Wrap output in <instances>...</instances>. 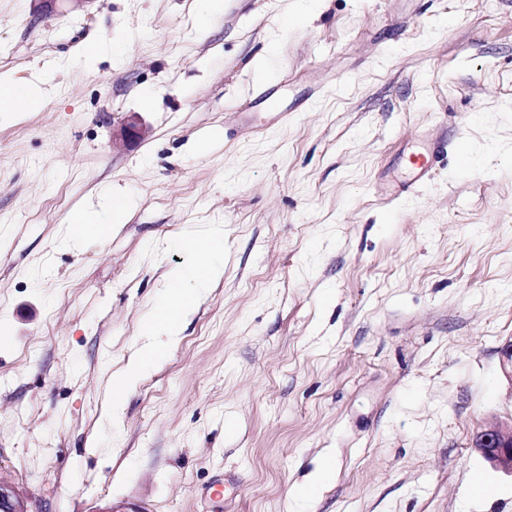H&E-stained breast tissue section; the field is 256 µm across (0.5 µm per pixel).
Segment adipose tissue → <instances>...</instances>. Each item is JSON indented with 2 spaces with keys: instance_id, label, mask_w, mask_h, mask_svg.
I'll list each match as a JSON object with an SVG mask.
<instances>
[{
  "instance_id": "adipose-tissue-1",
  "label": "adipose tissue",
  "mask_w": 512,
  "mask_h": 512,
  "mask_svg": "<svg viewBox=\"0 0 512 512\" xmlns=\"http://www.w3.org/2000/svg\"><path fill=\"white\" fill-rule=\"evenodd\" d=\"M126 212L125 199L117 198L104 217H73L71 244L89 238L108 237L113 225L120 223ZM181 246L192 260L187 265L173 267L166 272V289L144 323L143 334L147 341L112 383L114 408H121L128 389L145 370L156 364L165 346L179 336L185 319L193 311L201 294L224 274V238L221 231L189 233L183 238Z\"/></svg>"
}]
</instances>
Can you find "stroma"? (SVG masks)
Returning <instances> with one entry per match:
<instances>
[{
    "label": "stroma",
    "instance_id": "obj_1",
    "mask_svg": "<svg viewBox=\"0 0 512 512\" xmlns=\"http://www.w3.org/2000/svg\"><path fill=\"white\" fill-rule=\"evenodd\" d=\"M1 72L44 88L0 112V475L37 512H512L474 447L512 419V0H0ZM210 224L223 278L112 411ZM433 154L434 150L430 145H425L417 150L410 168L413 173L412 179L402 182L390 193H383L379 189H376L377 193L385 196L384 199L387 201H393L403 195L409 194L415 183L428 171ZM124 198H114L112 209L105 212V217L98 218L88 215H77L72 218V232L69 241L78 244L89 238H105L112 232V224H119L127 212Z\"/></svg>",
    "mask_w": 512,
    "mask_h": 512
}]
</instances>
